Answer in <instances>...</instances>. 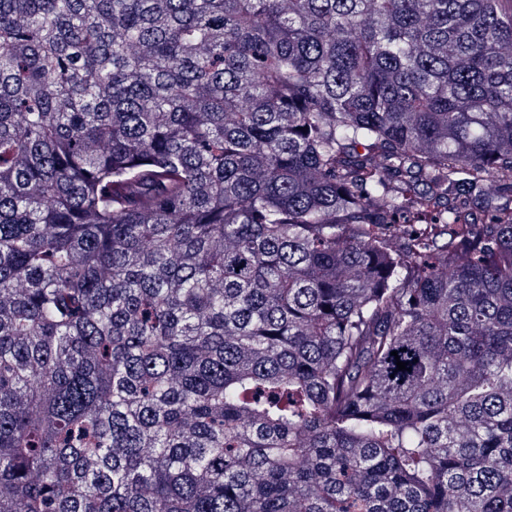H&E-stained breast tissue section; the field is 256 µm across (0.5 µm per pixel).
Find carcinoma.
Listing matches in <instances>:
<instances>
[{
    "label": "carcinoma",
    "mask_w": 512,
    "mask_h": 512,
    "mask_svg": "<svg viewBox=\"0 0 512 512\" xmlns=\"http://www.w3.org/2000/svg\"><path fill=\"white\" fill-rule=\"evenodd\" d=\"M0 512H512V0H0Z\"/></svg>",
    "instance_id": "1"
}]
</instances>
